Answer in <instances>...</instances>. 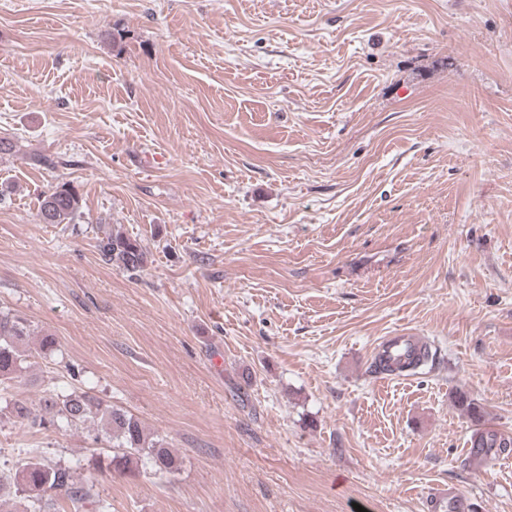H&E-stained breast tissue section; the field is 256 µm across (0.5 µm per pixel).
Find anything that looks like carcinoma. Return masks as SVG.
<instances>
[{
    "label": "carcinoma",
    "instance_id": "obj_1",
    "mask_svg": "<svg viewBox=\"0 0 512 512\" xmlns=\"http://www.w3.org/2000/svg\"><path fill=\"white\" fill-rule=\"evenodd\" d=\"M80 197L74 187L62 183L46 192L40 202L37 219L41 224H70L78 217ZM102 259L128 272H137L147 264V251L137 239L119 231L108 230L97 238ZM34 330L28 321L9 311L0 310V391H6L19 378L27 360L26 344ZM430 347L409 362L392 368L380 363L376 369L394 371L427 365ZM11 416L16 422L39 430H63L92 424V431L102 432L112 440L113 454L109 467L124 473L143 470L151 474L172 473L179 458L164 440L148 433L142 422L127 411L109 407L90 391L62 392L47 389L40 399L37 413L21 399H11ZM471 447L486 459L489 453L512 452V438L493 431L477 429L471 436ZM80 466L52 462L38 457L18 458L12 473L0 475V512H58L60 501L70 503V512H109L110 504L100 499L93 485L83 480Z\"/></svg>",
    "mask_w": 512,
    "mask_h": 512
}]
</instances>
